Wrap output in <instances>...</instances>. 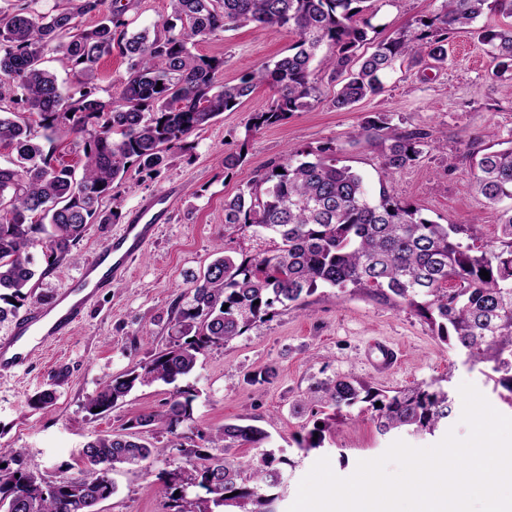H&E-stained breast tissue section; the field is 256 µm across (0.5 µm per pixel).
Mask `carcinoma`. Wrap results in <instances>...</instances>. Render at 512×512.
Masks as SVG:
<instances>
[{"label": "carcinoma", "mask_w": 512, "mask_h": 512, "mask_svg": "<svg viewBox=\"0 0 512 512\" xmlns=\"http://www.w3.org/2000/svg\"><path fill=\"white\" fill-rule=\"evenodd\" d=\"M37 2L0 7V103L19 90L36 116L30 121L0 106V147L15 154L11 165L0 166V324L17 317L31 296L32 246L45 244L51 266L76 259L88 225L119 220L112 191L131 166L159 170L175 151L190 148L193 132L260 85L272 90V101L249 115L250 135L320 101L316 58L336 80L338 109L382 94L400 61L445 64L448 40L458 36L487 46L495 76L512 77V25H477L487 11L512 14V0H441L416 28L383 39L369 36L375 0H169L171 18L151 33L132 34L124 9L106 0H58L46 13ZM90 15L97 21L86 28L81 19ZM248 24L295 34L293 53L236 83L217 82L224 60L195 53V45ZM115 48L127 59L128 76L118 96L106 100L96 65ZM51 54L79 74L75 83H58L45 66ZM361 135L380 146L378 196L352 168L336 164L330 144L292 151L256 174L224 201V236L241 234L253 245L218 248L171 306L165 350L105 381L86 403L88 413L111 411L137 386L188 376L199 355L268 320L279 306L302 304L320 287L338 295L363 291L415 311L465 362L496 374L512 407V145L473 143L470 188L497 207L500 235L465 243L469 228L426 219L387 190L395 174L434 148L428 134L392 127L378 114L365 119ZM68 138L82 152L79 175L42 144ZM483 269L490 279L480 276ZM195 398L191 387L179 389L166 409L137 414L122 431L87 441L73 475L49 478L20 463L22 449L1 447L0 512H98L116 491L114 470L164 454L143 442L144 431L171 435L186 458L187 467L160 476L171 512H277L285 460L266 452L241 465L230 457L234 448L261 447L269 434L252 424L203 428L193 417ZM361 403L381 435L403 428L432 434L453 414L448 392L431 384L388 395L336 376L309 387L303 405L316 408V419L302 427L297 447L306 454L323 447L342 409Z\"/></svg>", "instance_id": "carcinoma-1"}]
</instances>
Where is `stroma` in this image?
<instances>
[{
  "label": "stroma",
  "instance_id": "35a3bbf8",
  "mask_svg": "<svg viewBox=\"0 0 512 512\" xmlns=\"http://www.w3.org/2000/svg\"><path fill=\"white\" fill-rule=\"evenodd\" d=\"M439 5L440 0H378L372 23L385 37L414 28L419 18ZM294 42L292 33L251 24L199 43L196 51L223 58L218 79L235 82L247 71L288 55ZM495 65L486 46L455 37L448 43L445 66L403 62L389 73L385 94L351 110L332 106L335 83L328 70L318 68L314 74L321 100L314 108L247 134L249 115L271 101L270 89L258 88L238 108L196 131L191 151L174 154L158 172H130L115 190L121 204L119 224L89 225L76 248L77 261L50 267L41 248L30 251L33 268L42 273L35 282L37 294L56 297L84 262L111 243L142 200L173 187L178 190L129 273L97 297L70 334L33 355L28 367L0 372V445L24 449L26 466L53 477L76 466L85 441L121 429L135 414L164 409L174 388L163 383L134 389L123 404L100 416L90 415L85 404L101 382L165 349L173 300L188 288L190 276L212 261L215 248L224 241L225 199L257 171L281 161L286 151L330 143L340 164L359 172L371 192H378L380 152L358 135L365 117L384 114L394 125L419 129L434 138L447 136L446 146L429 151L398 173L388 190L424 218L440 224H470L477 236L495 239L497 209L467 188L470 138L494 147L512 139V82L496 78ZM240 146L246 151L244 162L225 171V151ZM385 345L397 352L399 362L381 375L375 365ZM268 365L276 368L272 382L251 383L250 375ZM338 375L383 390L430 384L455 398L460 385L469 382L494 409L512 415V407L500 399L483 366L461 364L456 351L434 336L423 319L362 294L337 296L332 288L318 289L305 307L279 308L270 321L199 356L182 383L196 391L193 417L198 425L214 429L247 423L269 432L264 449L237 448L233 454L246 464L257 462L265 450L287 459L278 503L279 512H287L301 479L320 458H328L333 472L346 478L359 461L381 456L394 441L426 448L445 435L441 429L432 435L403 429L383 436L354 407L323 448L302 453L294 438L310 415L296 413L294 407L313 382ZM53 382L58 385L54 405L46 409L32 405V397ZM183 464L180 453L170 448L151 468H118L112 474L116 491L103 503L104 512H168L167 499L154 481L159 471Z\"/></svg>",
  "mask_w": 512,
  "mask_h": 512
}]
</instances>
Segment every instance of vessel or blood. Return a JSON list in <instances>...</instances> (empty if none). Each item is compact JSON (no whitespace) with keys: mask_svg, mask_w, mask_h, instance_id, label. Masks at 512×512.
Segmentation results:
<instances>
[{"mask_svg":"<svg viewBox=\"0 0 512 512\" xmlns=\"http://www.w3.org/2000/svg\"><path fill=\"white\" fill-rule=\"evenodd\" d=\"M156 204L146 201L135 210L129 224L104 250L71 280L52 308L18 318L7 336L0 338V369H21L28 365L32 344H46L67 335L92 304L99 292L111 287L130 260L149 243L157 222Z\"/></svg>","mask_w":512,"mask_h":512,"instance_id":"obj_1","label":"vessel or blood"}]
</instances>
